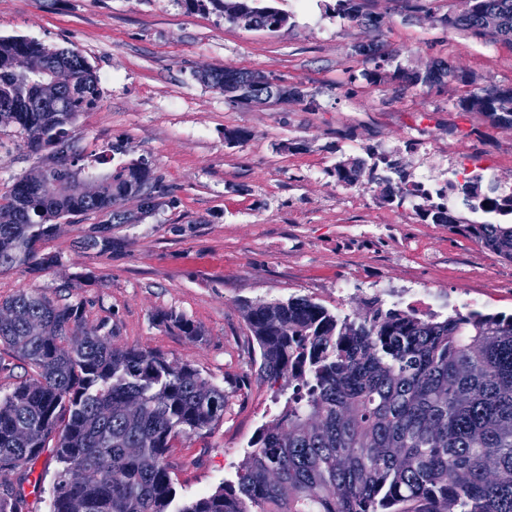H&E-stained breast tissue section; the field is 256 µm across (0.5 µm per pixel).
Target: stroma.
Here are the masks:
<instances>
[{
	"label": "stroma",
	"mask_w": 512,
	"mask_h": 512,
	"mask_svg": "<svg viewBox=\"0 0 512 512\" xmlns=\"http://www.w3.org/2000/svg\"><path fill=\"white\" fill-rule=\"evenodd\" d=\"M335 2L271 0L289 16L271 32L185 0H0V38L76 50L98 75L101 100L72 127L83 155L121 143L116 162L145 159L165 189L142 223L113 225L109 252L78 246L95 215L61 224L41 245L57 264L0 273V298L34 288L83 302L90 322L111 326L115 346L160 352L224 388L223 421L174 443L180 504L233 479L257 429L279 411L259 375L244 302L306 297L352 314L373 296L404 308L425 296L444 317L512 313L511 260L447 225L422 223L411 204L382 202V185L344 186L328 174L375 153L434 185L489 167L500 193H512V126L456 106L470 84L512 87V45L444 26L441 16L459 11L460 0H429L418 13L401 0H368L376 30L326 12ZM375 40L405 70L444 61L470 81L368 83L370 64L354 47ZM211 68L273 74L308 97L234 107L199 79ZM232 131L244 139L228 141ZM43 159L18 128L0 127V196ZM170 313L194 321L199 335L163 322ZM58 467L46 452L31 481L9 471L0 484L23 485V512H49Z\"/></svg>",
	"instance_id": "stroma-1"
}]
</instances>
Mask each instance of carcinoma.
<instances>
[{"instance_id": "cac0c4a2", "label": "carcinoma", "mask_w": 512, "mask_h": 512, "mask_svg": "<svg viewBox=\"0 0 512 512\" xmlns=\"http://www.w3.org/2000/svg\"><path fill=\"white\" fill-rule=\"evenodd\" d=\"M187 2L230 23L245 15L249 26L272 32L289 20L262 0ZM365 5L337 0L334 11L379 27ZM489 12L500 15L498 27L484 25ZM440 22L512 44V0H469ZM354 49L374 63L362 73L373 83L394 60L377 41ZM34 53L48 65L41 81L11 69L17 56ZM57 67L69 69L71 88L52 83ZM200 77L232 104L247 103L257 90L278 104L307 97L298 85L256 72L215 69ZM446 77L468 81L442 62L408 79L431 87ZM100 98L99 78L78 52L0 38V125L18 127L33 152L50 150L49 196L20 179L0 197L1 273H39L57 263L40 243L57 234L64 217L98 215L81 244L110 252L112 225L141 222L165 193L141 160L98 171L125 152L120 143L90 161L78 150L70 127ZM459 106L512 125V87L475 86ZM79 175L98 180L95 196L81 194ZM332 175L346 186L363 175L395 181L400 199L417 197L401 165L385 158L340 162ZM450 190L470 209L499 216L512 215V196L469 174L439 191L442 202L416 205L423 221L446 224L512 260V224L456 223L443 204ZM127 196L139 198L138 211L113 209ZM2 309L9 319L0 322V345L27 361L31 375L0 398V470L27 477L52 450L60 467L51 512H512V314L470 310L441 320L415 308L385 310L376 296L354 316L307 298L244 304L262 379L283 406L256 431L234 479L173 511L172 441L224 419V388L189 364L112 345V329L89 323L82 302L22 289L1 299ZM33 320L46 324L45 335L31 334ZM23 502L18 488L0 496V512H21Z\"/></svg>"}]
</instances>
